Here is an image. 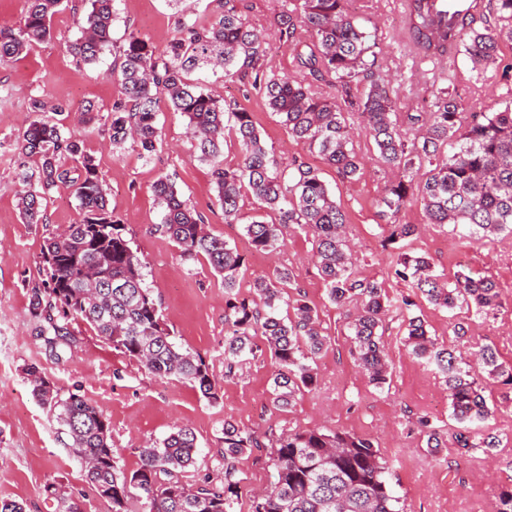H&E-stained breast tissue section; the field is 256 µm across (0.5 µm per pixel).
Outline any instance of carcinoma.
<instances>
[{
  "label": "carcinoma",
  "instance_id": "obj_1",
  "mask_svg": "<svg viewBox=\"0 0 512 512\" xmlns=\"http://www.w3.org/2000/svg\"><path fill=\"white\" fill-rule=\"evenodd\" d=\"M22 27L0 28V66L26 53L33 45L53 39L51 21L64 0H27ZM117 0H86L82 35L68 45L77 61L96 63L112 43L118 18ZM347 0H300L297 15L281 18V36L294 41L302 29L312 47L301 60L309 74L326 75L341 98H322L308 92L295 77L267 78L258 62L263 41L233 5L212 21L181 15L178 37L163 55L130 35L121 50L118 81L122 99L112 109V147L121 149L131 140L148 159L156 151L159 130L156 106L165 97L188 120L198 160L211 167L216 199L224 220L240 216L243 193L278 215V221L253 220L243 225L250 246L274 252L283 244V229L296 225L312 232L315 261L329 300L338 307L359 303L348 323L351 354L370 383L384 387L390 377L389 362L379 329L392 301L376 281L359 279L353 271V254L346 236L348 220L326 182L313 168L292 162L281 166L270 156L251 114L228 107L204 92L188 75L221 68L224 76L239 73L237 65L254 71V83L276 112L288 133L317 153L346 179L360 174L361 160L352 144L350 124L342 101L366 79L371 85L357 102V117L373 139L377 161L391 172L380 200L385 220L384 242L393 246L394 275L411 284L414 294L429 304L489 313L499 307L496 283L487 276L474 277L460 270L449 280L437 275L426 256L407 250L415 235L413 224H399L397 215L419 198L428 223L450 225L462 238L493 242L512 234V104L496 112L468 119L466 107L446 88L436 89L433 112L394 111L385 80L373 78L370 35L346 8ZM499 23L479 29L474 20L452 12L448 25L413 0L407 34L416 55L441 58L463 50L471 71L482 73L497 65L499 46L512 43V0H492ZM47 107L40 96L31 98V111L40 115L17 141L22 159L34 166L22 171L26 190L18 198L24 223L42 222L43 202L60 188L78 200L81 219L48 239L43 250L44 292L34 297L31 312L43 321L40 335L50 352L76 343L68 328L81 320L112 347L139 362L148 373L175 377L207 399L217 398L216 381L209 364L176 344L145 285L144 265L131 246L124 226L107 208L103 177L79 141L43 118ZM241 149L236 169L224 167L226 133ZM456 151L445 155L448 141ZM80 170L70 175L62 160ZM422 170L414 181L413 169ZM153 192L163 207L158 230L177 244L183 262L204 257L221 276L225 301L224 367L230 374L241 358L258 350L260 335L277 365L272 397L279 409L292 406L298 393L312 388L315 357L328 344L317 309L304 300L288 303L285 288L292 279L287 268L273 279L249 282L252 299L239 298L243 287L244 258L221 236L205 231L201 214L180 199L171 175L161 174ZM409 312L407 344L414 357L435 368L448 387L454 437L459 448L500 447L499 436L478 432L494 415L485 392L495 383L512 385V364L499 360L490 344L479 346L475 359L464 356L462 345H444L430 336L422 316L411 313L415 302L401 299ZM32 393L64 428L73 453L83 462L86 477L112 512H128L132 499L144 502V512H230L238 494L237 459L253 447L255 439L237 425L224 423V481L207 479L195 485L183 482L186 469L195 464L196 436L191 427L178 425L167 437L139 450V466L127 473L112 446L110 423L102 409L72 393L63 399L51 380L36 367L26 369ZM275 470L273 488L256 501L254 512H399L398 497L389 484L387 462L365 436L321 430L290 431L279 436L271 456Z\"/></svg>",
  "mask_w": 512,
  "mask_h": 512
}]
</instances>
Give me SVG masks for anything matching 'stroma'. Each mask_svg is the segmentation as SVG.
<instances>
[{
    "label": "stroma",
    "instance_id": "35a3bbf8",
    "mask_svg": "<svg viewBox=\"0 0 512 512\" xmlns=\"http://www.w3.org/2000/svg\"><path fill=\"white\" fill-rule=\"evenodd\" d=\"M209 0H118L113 26L114 45L97 64L77 65L69 42L81 35L85 12L82 0H65L54 15V37L40 43L10 64L0 67V499L19 501L25 512H59L48 495V485L62 487L82 512H111L84 477V467L69 447L68 438L49 410L31 393L26 370L34 366L46 374L61 396L82 395L97 404L111 423L112 444L125 470L136 469L138 450L188 424L197 437L196 464L185 475L189 484L209 478L220 481L224 466L216 455L225 422H233L257 438L256 447L240 458L238 496L232 512H253L254 501L274 480L271 443L288 431L331 429L364 435L386 460L399 498L400 512H496L497 495L512 487V385H491L489 401L496 407L486 431L497 434L500 448L486 455L475 448L461 454L454 439L456 423L450 415L448 389L443 379L407 348L404 317L391 309L383 341L390 363V379L377 388L355 366L350 354L348 308L332 304L315 263L311 233L290 226L284 244L273 253L254 251L242 227L252 220L268 222L276 213L261 208L244 195L239 222L224 221L215 198L211 169L201 163L188 134L187 120L166 101L157 106L160 141L151 161H144L136 144L115 154L108 116L121 98L113 70L119 65L117 48L135 35L163 51L178 35V12L202 13ZM298 0H235L237 11L262 36L265 52L260 67L267 77L294 75L319 96L336 97L327 80L300 70L298 46L309 36L298 32L296 43L280 36V19L292 13ZM348 11L368 30L375 52L374 74L390 81L394 109L425 112L435 88L445 87L474 104L476 111L494 112L512 103V44L500 45L501 66L475 75L465 55L453 62L416 57L405 34L404 0H349ZM203 85L224 103L250 112L252 119L280 162L298 160L317 169L348 218L347 239L354 251L360 278L382 283L391 300L408 295L407 283L394 278L392 258L382 245L383 221L379 199L386 175L377 162L373 141L363 130L352 133L353 147L363 160L356 179L339 176L307 146L293 140L253 85L252 72L233 78L208 73ZM43 96L63 110L54 114L65 135L81 141L107 188L108 209L125 226L144 263L145 283L159 312L183 349L202 357L217 385L216 399H208L173 378L148 373L139 363L114 350L86 324L73 321L69 328L78 343L61 357L51 356L39 334L41 322L30 313L35 290L43 288L42 249L48 237L79 219L78 202L71 190L48 197L44 221L23 223L18 210L22 189L17 174L21 160L15 145L34 120L30 98ZM94 104L98 117L83 126L78 114ZM174 177L187 204L200 213L207 229L236 246L244 257V277L273 276L288 268L293 278L289 300L303 299L314 306L330 342L314 362L317 383L299 393L287 410L271 401L275 364L268 349L246 356L233 374L224 368V284L206 260L183 263L176 244L156 232L163 209L152 185L160 174ZM397 220L418 225L408 247L426 255L435 273L453 277L461 269L491 277L499 290L494 314L450 313L418 300L417 312L434 339L454 341L456 322L468 325L476 342L493 345L501 361L512 363V235L495 243L463 239L450 227L428 224L420 203L402 210ZM428 419L441 434L438 449L427 446V435L416 421Z\"/></svg>",
    "mask_w": 512,
    "mask_h": 512
}]
</instances>
